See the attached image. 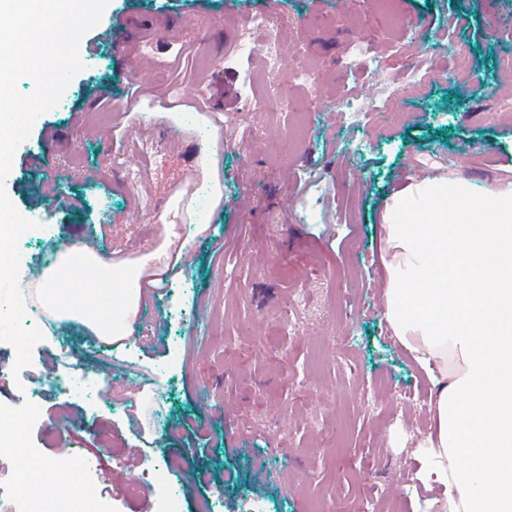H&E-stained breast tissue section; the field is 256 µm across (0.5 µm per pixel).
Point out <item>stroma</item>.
Wrapping results in <instances>:
<instances>
[{"mask_svg": "<svg viewBox=\"0 0 512 512\" xmlns=\"http://www.w3.org/2000/svg\"><path fill=\"white\" fill-rule=\"evenodd\" d=\"M391 10L414 25L399 42ZM253 14L281 55L307 47L311 82L260 77ZM116 18L149 38L84 35V67L17 148L6 193L102 263L191 230L122 347L43 327L36 403L0 341V405L30 406L26 446L62 478L67 449L94 458L108 512H156L172 488L176 512H374L385 496L438 512L444 487L418 477L431 384L383 316L380 214L436 167L512 180V0H109ZM359 36L370 55L344 72ZM374 91L400 123L369 111ZM62 344L89 380H119L112 396L44 385Z\"/></svg>", "mask_w": 512, "mask_h": 512, "instance_id": "stroma-1", "label": "stroma"}]
</instances>
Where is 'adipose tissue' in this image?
<instances>
[{
    "mask_svg": "<svg viewBox=\"0 0 512 512\" xmlns=\"http://www.w3.org/2000/svg\"><path fill=\"white\" fill-rule=\"evenodd\" d=\"M386 320L433 388L419 471L444 486L446 512H512V181L435 172L390 196L381 216ZM99 287L38 283L48 313L110 342L131 332L136 267L101 270ZM468 449L474 467L459 464Z\"/></svg>",
    "mask_w": 512,
    "mask_h": 512,
    "instance_id": "ef3b65f1",
    "label": "adipose tissue"
}]
</instances>
